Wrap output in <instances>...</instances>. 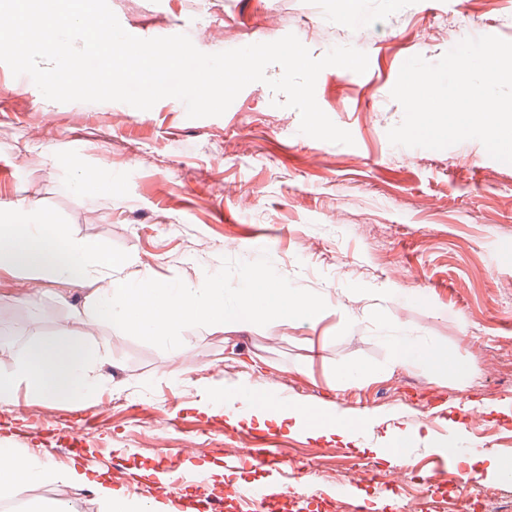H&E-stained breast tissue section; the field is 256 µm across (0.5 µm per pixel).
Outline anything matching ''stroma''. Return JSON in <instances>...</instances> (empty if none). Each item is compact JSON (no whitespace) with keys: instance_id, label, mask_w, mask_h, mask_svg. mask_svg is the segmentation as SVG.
<instances>
[{"instance_id":"stroma-1","label":"stroma","mask_w":512,"mask_h":512,"mask_svg":"<svg viewBox=\"0 0 512 512\" xmlns=\"http://www.w3.org/2000/svg\"><path fill=\"white\" fill-rule=\"evenodd\" d=\"M122 27L150 39L187 35L205 53L295 34L313 57L350 45L367 53L357 74H319L320 108L353 144L299 131L296 110L273 106L266 83L246 86L218 117L188 118L164 98L141 111L121 102H46L29 76L0 63V210L51 207L80 242H105L142 265L143 276L197 281L222 258L256 260L321 295L318 323L273 321L246 330L190 327L164 351L96 318L89 284L58 286L0 270V373L17 369L30 337L83 335L112 375L90 407L51 401L19 386L0 403V442L54 466L63 453L37 449L28 431H69L85 413L81 456L106 479L120 464L144 488L163 460L188 471H224L223 486L261 484L259 467L225 466L203 451L198 429L228 442L265 438L286 448L285 491L321 503L336 486L311 461L330 443L251 419L229 427L223 406L181 379L250 385L285 401H332L380 424L418 428L410 450L419 473L445 459L468 493L486 485L459 451L471 446L512 459V164L467 140L443 150L392 145L403 109L391 96L403 63L438 61L467 37L512 41V0H108ZM93 187L80 190L83 173ZM424 337L469 366L461 379L427 364L390 365L393 328ZM371 369L370 379L349 378ZM148 456H140V449ZM368 463L379 485L365 499L406 512L416 487L395 489L393 467L357 446L339 463Z\"/></svg>"}]
</instances>
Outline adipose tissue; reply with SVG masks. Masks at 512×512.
Instances as JSON below:
<instances>
[{"label": "adipose tissue", "instance_id": "obj_1", "mask_svg": "<svg viewBox=\"0 0 512 512\" xmlns=\"http://www.w3.org/2000/svg\"><path fill=\"white\" fill-rule=\"evenodd\" d=\"M388 345L393 366L403 368L425 362L442 372L460 374L464 371L463 365L447 350L432 346L418 337L396 331L389 336ZM23 383L44 398L87 406L99 393L111 388L112 378L102 371L81 338L64 332L33 337L19 369L9 374L0 373V403H15L17 389ZM250 415L285 427L292 433L345 442L353 439L344 414L329 403L306 405L275 399L270 405L254 406L248 414L241 412L233 403L224 405L227 423L241 422ZM10 454L15 464L12 468L0 469V487H7L14 497L25 498L30 487L37 483H51L66 489L91 483L105 512H152L149 503L118 494L110 482L94 481L91 466L58 468L20 455L15 448L11 449Z\"/></svg>", "mask_w": 512, "mask_h": 512}]
</instances>
